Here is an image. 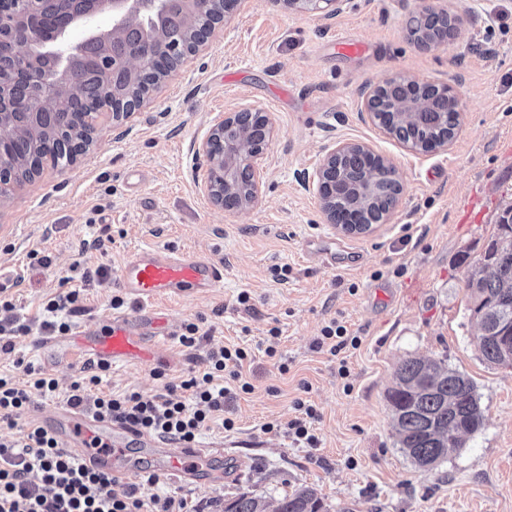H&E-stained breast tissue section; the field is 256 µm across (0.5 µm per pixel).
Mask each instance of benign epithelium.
Instances as JSON below:
<instances>
[{"instance_id": "benign-epithelium-1", "label": "benign epithelium", "mask_w": 512, "mask_h": 512, "mask_svg": "<svg viewBox=\"0 0 512 512\" xmlns=\"http://www.w3.org/2000/svg\"><path fill=\"white\" fill-rule=\"evenodd\" d=\"M179 1L192 17H205L209 22L186 38L184 31L167 30L152 34L134 49L123 54H110L100 65L98 77L112 81L129 76L142 84L138 97L126 104H116L100 95L89 101L99 112L112 116V131L126 135L125 120L139 109L153 85L145 83L149 74L167 71L181 60L197 52L223 25L224 16L240 0H76L77 9L70 22H80L83 35L69 37L70 26L47 33L49 22L46 0H0V201L14 197L24 184L14 164L17 126L34 122L42 115L45 102L64 101L75 87L79 76L75 65L82 60L91 43L108 44L110 38L131 25L151 26ZM291 9L321 12L325 17L336 15L344 0H272ZM106 15L108 28L102 29L92 19ZM424 109L459 112L458 99L449 85L419 83L403 77H391L362 92L361 111L390 138L409 151L428 152L446 148L448 137L414 139L408 132L410 115ZM92 132L87 139H59L40 143L30 151L34 171L41 172L45 161L66 167L84 154L94 142ZM273 135L269 117L259 110L241 109L224 116L198 147L208 160L205 190L211 203L226 211L242 212L252 208L261 193L255 172L264 164V146ZM355 156L366 164L365 176L371 184L385 178L393 184L389 192L384 218L392 214L402 184L394 166L383 156L360 142H338L330 149L323 163L304 185L317 191L328 223H336V190L330 180L336 162Z\"/></svg>"}]
</instances>
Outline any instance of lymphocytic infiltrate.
<instances>
[{
	"mask_svg": "<svg viewBox=\"0 0 512 512\" xmlns=\"http://www.w3.org/2000/svg\"><path fill=\"white\" fill-rule=\"evenodd\" d=\"M248 358L240 346L210 350L203 368L180 384L189 393L185 401L137 392L97 393L107 367L90 362L83 367V378L72 383L66 402L190 448L202 432L233 430L226 405L237 393L252 389L242 375ZM16 364L23 369L24 381L0 374V423L10 427L34 397L52 399L58 389L57 381L35 363L20 358ZM149 507L156 512H197L187 499L156 497L147 502L137 487L86 470L42 427L33 425L18 438L0 439V512H145Z\"/></svg>",
	"mask_w": 512,
	"mask_h": 512,
	"instance_id": "lymphocytic-infiltrate-1",
	"label": "lymphocytic infiltrate"
}]
</instances>
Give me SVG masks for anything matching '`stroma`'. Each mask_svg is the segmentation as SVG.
I'll return each instance as SVG.
<instances>
[{
    "instance_id": "1",
    "label": "stroma",
    "mask_w": 512,
    "mask_h": 512,
    "mask_svg": "<svg viewBox=\"0 0 512 512\" xmlns=\"http://www.w3.org/2000/svg\"><path fill=\"white\" fill-rule=\"evenodd\" d=\"M426 7L459 18L458 34L418 42L409 20ZM346 38L365 52L340 54L334 45ZM397 76L454 88L461 127L447 148L406 150L361 118V89ZM243 107L266 114L274 136L258 202L232 213L208 199V162L197 147ZM127 124L118 139L104 122L86 156L45 169L0 205V297L31 328L14 353H0V372L17 374L20 356L36 361L49 299L80 290L73 326L98 330L136 309L117 272L138 250L194 251L223 265L221 288L162 300L169 344L155 347L152 366L110 367L102 389L161 395L201 368L210 349L238 345L251 353L244 375L253 390L230 404L233 431L198 442L223 444L210 462L222 482L149 481L150 462L132 453L144 499L185 497L199 512H224L241 493L273 502L308 486L328 512H512V367L483 360L465 287L470 262L497 232L500 205L512 203V0H344L328 19L244 0ZM339 140L368 144L403 185L391 219L362 235L329 224L302 184ZM310 239L341 246L335 266L305 255ZM119 296L124 304L113 308ZM334 319L361 339L347 353L345 378L336 359L312 347ZM190 323L203 335L192 348L180 342ZM409 357L440 358L466 374L484 412L483 427L433 467L402 452L389 409L395 372ZM299 399L317 411V447L264 429L295 419Z\"/></svg>"
}]
</instances>
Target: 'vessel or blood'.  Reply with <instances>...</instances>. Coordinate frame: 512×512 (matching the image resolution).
<instances>
[{"label":"vessel or blood","instance_id":"b4317fda","mask_svg":"<svg viewBox=\"0 0 512 512\" xmlns=\"http://www.w3.org/2000/svg\"><path fill=\"white\" fill-rule=\"evenodd\" d=\"M118 278L121 288L139 300V309L131 315L113 316L109 326L93 333L41 336L34 349L47 368L68 367L82 358L112 366L129 362L149 364L155 345L168 339L167 334L157 331L164 322L158 301L192 288L213 292L224 281V268L190 252L176 253L154 246L139 250L120 268ZM31 417L56 439L64 441L84 468L107 474L120 483L133 478L135 472L117 465L114 458L132 449L158 459L165 474L183 482L192 478L185 459H193L199 465L210 454L224 452L220 446L211 450L181 448L62 403L36 407Z\"/></svg>","mask_w":512,"mask_h":512}]
</instances>
